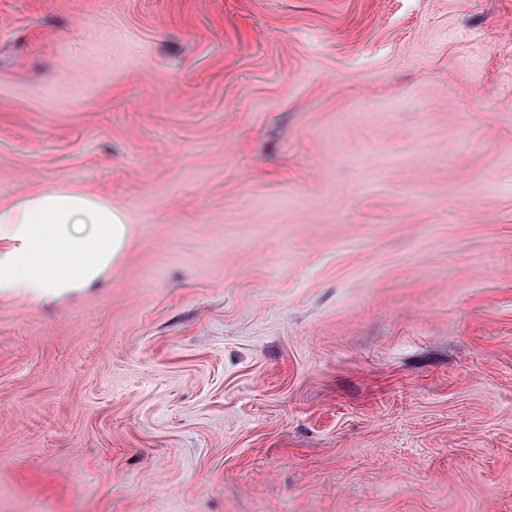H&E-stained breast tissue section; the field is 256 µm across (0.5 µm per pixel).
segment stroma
<instances>
[{
	"label": "stroma",
	"instance_id": "1",
	"mask_svg": "<svg viewBox=\"0 0 512 512\" xmlns=\"http://www.w3.org/2000/svg\"><path fill=\"white\" fill-rule=\"evenodd\" d=\"M132 226L0 297V512H512V0H0V198Z\"/></svg>",
	"mask_w": 512,
	"mask_h": 512
}]
</instances>
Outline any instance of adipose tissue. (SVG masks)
<instances>
[{
	"label": "adipose tissue",
	"mask_w": 512,
	"mask_h": 512,
	"mask_svg": "<svg viewBox=\"0 0 512 512\" xmlns=\"http://www.w3.org/2000/svg\"><path fill=\"white\" fill-rule=\"evenodd\" d=\"M131 226L110 200L65 184L0 200V295L57 301L120 262Z\"/></svg>",
	"instance_id": "adipose-tissue-1"
}]
</instances>
